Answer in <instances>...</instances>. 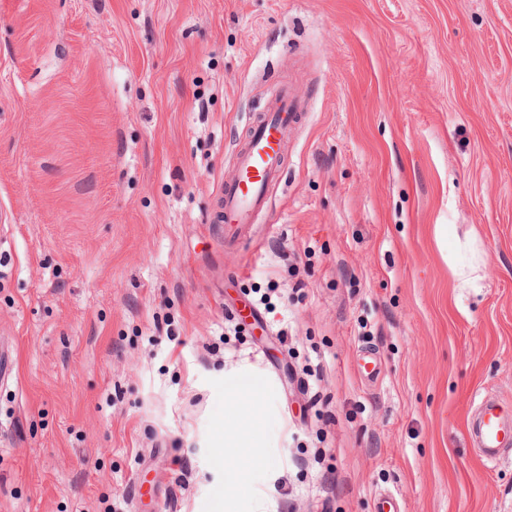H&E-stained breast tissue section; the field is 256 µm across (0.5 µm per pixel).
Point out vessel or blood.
<instances>
[{
    "label": "vessel or blood",
    "mask_w": 512,
    "mask_h": 512,
    "mask_svg": "<svg viewBox=\"0 0 512 512\" xmlns=\"http://www.w3.org/2000/svg\"><path fill=\"white\" fill-rule=\"evenodd\" d=\"M296 119L293 98L287 89L277 90L269 112L262 114L236 155V178L223 187L221 222L225 241L239 240L245 227L255 223L266 208L269 188L280 174L288 129ZM472 407L468 432L482 461L494 463L503 452L512 449V414L488 395L474 396Z\"/></svg>",
    "instance_id": "vessel-or-blood-1"
}]
</instances>
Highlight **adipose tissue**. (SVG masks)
Listing matches in <instances>:
<instances>
[{"mask_svg":"<svg viewBox=\"0 0 512 512\" xmlns=\"http://www.w3.org/2000/svg\"><path fill=\"white\" fill-rule=\"evenodd\" d=\"M266 390L256 373L232 374L224 380V416L229 424L217 443L224 450V474L230 482H240L261 459L264 437L259 420Z\"/></svg>","mask_w":512,"mask_h":512,"instance_id":"adipose-tissue-1","label":"adipose tissue"}]
</instances>
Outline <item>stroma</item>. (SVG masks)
Segmentation results:
<instances>
[{"mask_svg": "<svg viewBox=\"0 0 512 512\" xmlns=\"http://www.w3.org/2000/svg\"><path fill=\"white\" fill-rule=\"evenodd\" d=\"M236 368L269 392L228 500ZM477 393L512 412V0H0V512H512ZM288 90L273 95L269 112H264L245 146L236 155L237 176L224 184L221 222L224 242H236L248 224H255L267 207L270 185L279 177L283 144L298 112Z\"/></svg>", "mask_w": 512, "mask_h": 512, "instance_id": "1", "label": "stroma"}]
</instances>
